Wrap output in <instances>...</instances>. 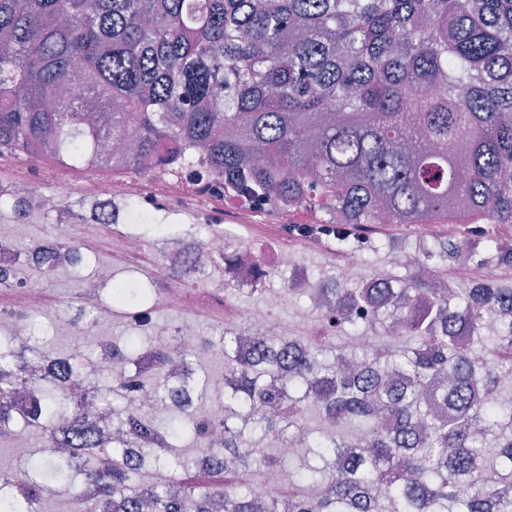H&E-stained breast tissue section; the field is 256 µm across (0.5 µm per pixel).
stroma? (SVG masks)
Returning <instances> with one entry per match:
<instances>
[{
    "instance_id": "obj_1",
    "label": "stroma",
    "mask_w": 512,
    "mask_h": 512,
    "mask_svg": "<svg viewBox=\"0 0 512 512\" xmlns=\"http://www.w3.org/2000/svg\"><path fill=\"white\" fill-rule=\"evenodd\" d=\"M27 170L32 187L45 192L57 194L61 199L75 203L83 198L80 172L64 170L45 160H36L24 155H18L0 161V182L9 184L13 181L16 170ZM133 228L127 224H75L69 230V237L81 240L85 235H95L100 241L98 252L90 255L86 264L77 270L62 269L54 275L45 277L38 273H30L24 278L27 287L34 288L51 297V305L32 310L33 318L42 326L63 315H71L80 309L84 302V283L95 280L98 270L111 269L113 277H130L149 286L151 298L149 306L152 310L154 325L159 329H172L175 326L190 323L195 325L202 334H218L223 330L222 324L216 317L206 313H196L182 310L174 306L167 293V288L161 278L158 268L160 260L153 236H144V252L146 262L128 266L116 262L110 248L111 240L123 234L132 233ZM55 227L49 220L35 216L26 223L14 221L10 210H0V241L22 246L50 237ZM365 248L371 249L369 261L357 262L349 278L351 284L368 281L378 274H388L399 279L406 278V265H393V254L415 253L422 242L417 229L411 224H392L384 228L364 227L362 231ZM280 244L297 250L298 263L307 270H314L328 275L338 272L336 249L332 246H322L316 249L301 247L300 240L280 229L278 233ZM265 286L267 290L280 294L281 303L276 312L277 318L284 323L289 335L299 336L309 333L318 323L317 314L309 309L300 299L289 294L284 280L279 272H271ZM101 319L92 335L83 339L85 350H92L100 339L112 340L128 336L138 331L137 323L130 313L113 304L109 297H102L99 304Z\"/></svg>"
}]
</instances>
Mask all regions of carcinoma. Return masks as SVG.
Returning a JSON list of instances; mask_svg holds the SVG:
<instances>
[{
	"mask_svg": "<svg viewBox=\"0 0 512 512\" xmlns=\"http://www.w3.org/2000/svg\"><path fill=\"white\" fill-rule=\"evenodd\" d=\"M44 157L80 171L141 174L197 157L224 193L261 206L308 207L360 252L366 224L469 225L461 240L422 246L407 279L355 287L339 274L291 280L322 320L314 338L236 329L189 348L177 337L127 336L89 377L90 357L26 345L0 360V438L41 436L29 472L0 470V512H40L56 485L79 512H512V286L449 288L438 262L489 253L512 267V0H0V157ZM42 193L0 191L19 224H116L90 201L51 211ZM174 274L215 266L204 243ZM0 288L21 268L51 276L81 262L59 239L18 249L0 241ZM121 306L137 307L112 289ZM335 332L336 337L329 336ZM367 335L370 345L345 342ZM224 353V390L193 394L223 412L138 404L168 392L172 370ZM31 356L46 363L33 402L12 393ZM93 382L101 416L79 400ZM319 413V435L302 426ZM293 453L283 448L291 439ZM267 445L263 455L255 452ZM222 481L145 482L134 455ZM348 466L336 468V458ZM298 460L278 495L266 475Z\"/></svg>",
	"mask_w": 512,
	"mask_h": 512,
	"instance_id": "cac0c4a2",
	"label": "carcinoma"
}]
</instances>
